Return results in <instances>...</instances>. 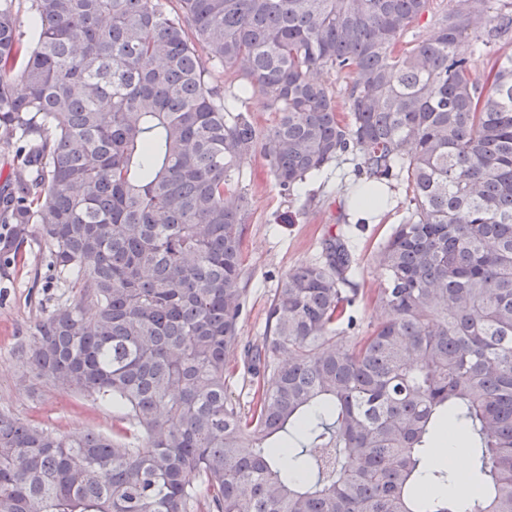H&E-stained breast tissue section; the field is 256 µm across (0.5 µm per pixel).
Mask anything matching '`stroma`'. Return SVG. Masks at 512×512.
<instances>
[{
  "instance_id": "stroma-1",
  "label": "stroma",
  "mask_w": 512,
  "mask_h": 512,
  "mask_svg": "<svg viewBox=\"0 0 512 512\" xmlns=\"http://www.w3.org/2000/svg\"><path fill=\"white\" fill-rule=\"evenodd\" d=\"M350 161L330 166L308 182L299 195L287 196L276 186L260 156L243 165L240 186L249 199L243 240V283L246 305L239 323L241 343L260 340L273 296L291 269L316 261L328 236L345 233L352 245L359 288L355 315L361 330L376 320L373 299L382 272L373 260L378 247L399 224L407 201L404 188L373 223L339 224V210L356 187ZM70 294L48 264L44 244L29 238L22 261L9 276L0 275V412L57 432L111 433L120 414L94 398L63 391L33 379L25 367L22 346L30 343L34 325L68 302Z\"/></svg>"
}]
</instances>
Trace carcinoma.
Masks as SVG:
<instances>
[{"mask_svg":"<svg viewBox=\"0 0 512 512\" xmlns=\"http://www.w3.org/2000/svg\"><path fill=\"white\" fill-rule=\"evenodd\" d=\"M170 2L0 0V145L20 155L0 255L38 235L72 295L22 352L138 432L70 438L0 413V512H455L420 483L443 420L475 472L428 484L460 485L466 512H512V0ZM476 53L494 57L481 78ZM318 68L348 79L343 102ZM253 92L277 115L266 130ZM255 152L287 195L343 157L406 182L366 334H350L338 234L240 345ZM231 356L246 412L224 389ZM246 109L249 110L255 123L260 129L270 127L275 119V112H271L266 100L258 93L252 95L246 102Z\"/></svg>","mask_w":512,"mask_h":512,"instance_id":"carcinoma-1","label":"carcinoma"}]
</instances>
